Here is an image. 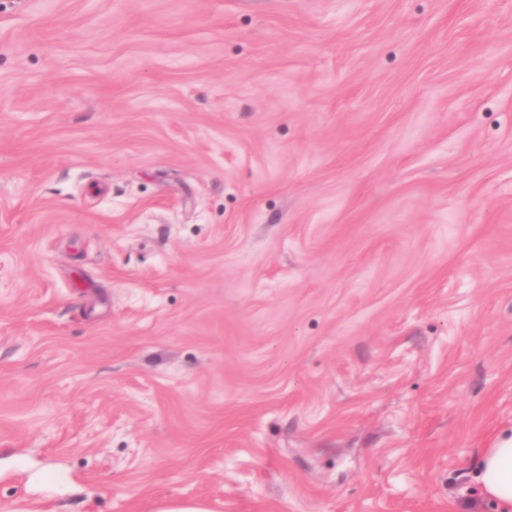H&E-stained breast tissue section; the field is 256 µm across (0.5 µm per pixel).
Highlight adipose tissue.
I'll return each instance as SVG.
<instances>
[{"instance_id":"1","label":"adipose tissue","mask_w":512,"mask_h":512,"mask_svg":"<svg viewBox=\"0 0 512 512\" xmlns=\"http://www.w3.org/2000/svg\"><path fill=\"white\" fill-rule=\"evenodd\" d=\"M473 478L498 512H512V428L502 431L491 447L481 449Z\"/></svg>"}]
</instances>
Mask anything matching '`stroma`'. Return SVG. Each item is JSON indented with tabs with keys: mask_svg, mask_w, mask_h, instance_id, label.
I'll return each instance as SVG.
<instances>
[{
	"mask_svg": "<svg viewBox=\"0 0 512 512\" xmlns=\"http://www.w3.org/2000/svg\"><path fill=\"white\" fill-rule=\"evenodd\" d=\"M512 0H0V512H497ZM473 478L498 512L512 511V427L502 431L490 448L481 449Z\"/></svg>",
	"mask_w": 512,
	"mask_h": 512,
	"instance_id": "35a3bbf8",
	"label": "stroma"
}]
</instances>
